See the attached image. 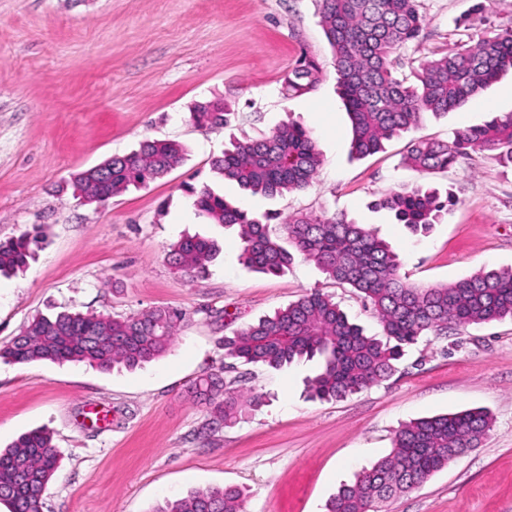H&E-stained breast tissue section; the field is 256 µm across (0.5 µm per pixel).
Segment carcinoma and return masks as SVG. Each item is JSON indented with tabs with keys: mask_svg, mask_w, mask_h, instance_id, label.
I'll return each mask as SVG.
<instances>
[{
	"mask_svg": "<svg viewBox=\"0 0 512 512\" xmlns=\"http://www.w3.org/2000/svg\"><path fill=\"white\" fill-rule=\"evenodd\" d=\"M341 95L352 124V151L367 156L406 132L424 111L446 113L463 106L505 71L512 70V27L475 43L458 39L440 56L420 65L416 82L395 75V55L419 40L424 16L418 0H317ZM320 62L302 54L283 79L288 96L309 92ZM191 120L222 128L228 112L221 100L194 106ZM496 151L512 164V112L462 128L450 142H411L406 160L422 172L447 169L475 151ZM182 159V148L146 139L127 155L114 156L77 173L71 180L81 200L103 204L129 187L166 176ZM321 163L313 133L286 121L258 140L235 141L212 160V169L251 195L275 196L306 188ZM198 215L211 224L239 227V259L268 275L283 273L293 255L269 232V215L251 214L224 200L209 185L193 190ZM399 224L425 233L448 210L435 189L417 187L379 201ZM297 253L315 262L337 283L362 295L382 328L368 336L349 321L340 306L318 291L306 293L271 316L261 318L224 340L226 355L245 364L278 369L302 359L319 358L308 380L311 396L343 399L391 377L404 349L428 334L446 336L472 324L512 319V268L480 270L446 285L417 286L401 275V259L377 234L343 215L292 216L285 222ZM40 232L25 230L0 240V276L23 268L39 247ZM219 245L186 236L170 244L167 260L186 275L202 272L217 258ZM186 320L180 309L165 307L115 318L95 313L59 312L29 320L8 343L0 359L13 364L39 361L85 362L98 368L135 369L165 354ZM210 418L205 429L239 422L260 396L246 397L224 387L223 377L205 372L189 388ZM484 410H465L416 419L394 435L390 453L356 474L326 503V512H378V505L422 485L429 477L478 446L490 430ZM51 433L37 429L0 450V503L9 512H43L45 493L59 466ZM247 493L227 487L191 492L168 500L155 512H245Z\"/></svg>",
	"mask_w": 512,
	"mask_h": 512,
	"instance_id": "carcinoma-1",
	"label": "carcinoma"
}]
</instances>
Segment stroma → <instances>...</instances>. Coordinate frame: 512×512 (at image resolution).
<instances>
[{"label":"stroma","instance_id":"1","mask_svg":"<svg viewBox=\"0 0 512 512\" xmlns=\"http://www.w3.org/2000/svg\"><path fill=\"white\" fill-rule=\"evenodd\" d=\"M479 2L419 0L425 29L401 50L398 75L449 42L512 25V0ZM305 53L322 65L318 81L285 95L283 75ZM214 98L229 103V125L193 124L191 108ZM506 112L512 73L455 111L421 113L383 151L358 158L316 0H0V239L35 225L43 235L23 271L0 277V344L38 314L169 306L188 315L170 350L133 371L0 361V448L44 427L62 454L43 512H154L226 486L247 490L246 512H325L341 485L390 452L402 424L473 408L492 417L479 446L381 512H512L511 319L423 337L389 379L340 400L311 399L317 361L235 362L225 338L314 290L367 334H380L378 322L303 256L278 277L247 268L237 228L208 223L189 192L206 184L235 205L275 213L271 230L283 245L290 215H346L392 245L408 282L451 283L512 267V164L486 151L421 173L405 163L407 147L452 140ZM287 120L310 129L321 153L307 188L250 196L212 170L231 141ZM146 139L179 144L181 163L103 205L74 196L73 175ZM420 186L453 200L441 223L416 236L378 202ZM184 235L220 246L206 273L191 278L168 264V245ZM209 368L263 402L204 436L208 412L188 387Z\"/></svg>","mask_w":512,"mask_h":512}]
</instances>
